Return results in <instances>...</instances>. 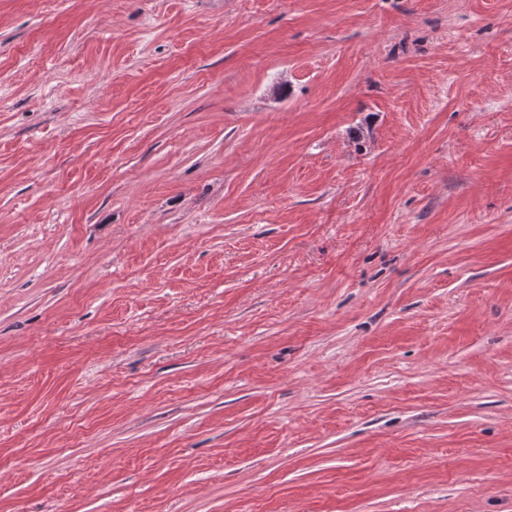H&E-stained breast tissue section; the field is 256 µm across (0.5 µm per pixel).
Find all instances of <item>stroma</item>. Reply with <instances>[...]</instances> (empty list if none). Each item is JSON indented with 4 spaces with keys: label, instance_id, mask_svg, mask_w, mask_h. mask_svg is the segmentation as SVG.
<instances>
[{
    "label": "stroma",
    "instance_id": "obj_1",
    "mask_svg": "<svg viewBox=\"0 0 512 512\" xmlns=\"http://www.w3.org/2000/svg\"><path fill=\"white\" fill-rule=\"evenodd\" d=\"M0 512H512V0H0Z\"/></svg>",
    "mask_w": 512,
    "mask_h": 512
}]
</instances>
